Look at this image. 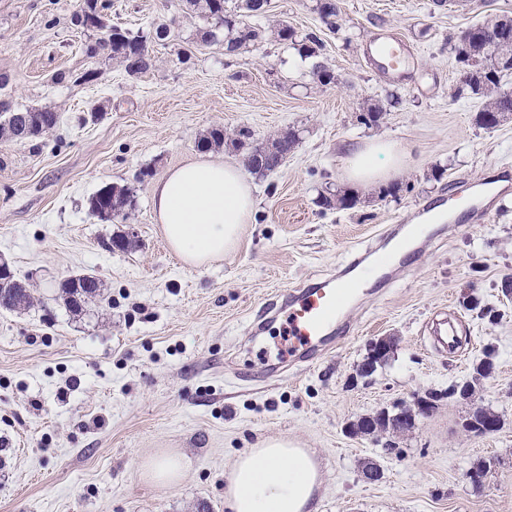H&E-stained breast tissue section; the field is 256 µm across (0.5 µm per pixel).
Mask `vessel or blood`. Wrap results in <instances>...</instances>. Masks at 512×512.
I'll return each instance as SVG.
<instances>
[{
  "mask_svg": "<svg viewBox=\"0 0 512 512\" xmlns=\"http://www.w3.org/2000/svg\"><path fill=\"white\" fill-rule=\"evenodd\" d=\"M366 62L381 77L403 81L418 61L417 52L394 34L383 32L365 50ZM359 277L336 275L313 288L300 287L289 292L287 301L276 306V315L285 317V332L294 340L292 353L308 359L336 329V321L354 290Z\"/></svg>",
  "mask_w": 512,
  "mask_h": 512,
  "instance_id": "vessel-or-blood-1",
  "label": "vessel or blood"
}]
</instances>
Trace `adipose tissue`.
I'll list each match as a JSON object with an SVG mask.
<instances>
[{"instance_id": "adipose-tissue-1", "label": "adipose tissue", "mask_w": 512, "mask_h": 512, "mask_svg": "<svg viewBox=\"0 0 512 512\" xmlns=\"http://www.w3.org/2000/svg\"><path fill=\"white\" fill-rule=\"evenodd\" d=\"M406 150L373 139L350 148L344 178L356 187L378 186L397 175ZM153 213L172 250L202 267L223 258L250 223L256 199L243 169L206 157L170 171L153 190ZM322 484L310 451L270 436L243 451L224 474L226 512H314Z\"/></svg>"}]
</instances>
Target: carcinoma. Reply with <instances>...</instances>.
Segmentation results:
<instances>
[{
  "instance_id": "carcinoma-1",
  "label": "carcinoma",
  "mask_w": 512,
  "mask_h": 512,
  "mask_svg": "<svg viewBox=\"0 0 512 512\" xmlns=\"http://www.w3.org/2000/svg\"><path fill=\"white\" fill-rule=\"evenodd\" d=\"M186 9L191 10L210 25L203 33L204 41H215L216 31H224V54L232 56L251 43L261 39V30L249 23V19L262 15L252 7L253 0H238L232 11L224 7V0H184ZM316 9L322 23L330 29L340 28L338 6L317 0ZM277 39L297 50L306 58L317 57L323 47L320 35L315 31L300 34L294 28L280 23L275 28ZM99 45L124 65L131 75L142 74L152 67L146 39L133 36L120 29H114L112 38L99 42ZM453 51L462 67L485 71V78L493 87L506 83L512 76V40L492 34L482 23L467 29L464 37L457 38ZM486 101L478 114L479 123L486 128L497 126L500 118L512 112V99L498 98L494 93L485 95ZM59 123V115L49 107L31 108L23 111H5L4 121L0 122V136L11 141H29L52 130ZM252 133L247 128L239 129L229 142L245 156L247 169L253 174L265 175L281 164L282 158L299 143V135L294 130L284 131L266 141L261 148L251 141ZM224 129H211L200 141V147L219 148L224 145ZM130 203L128 189L109 185L100 188L87 200L89 212L103 222L118 218L128 219L125 208ZM356 204L355 196L344 193L334 197H323V205L329 209H349ZM133 246V240L125 234H114L104 247L109 251L126 252ZM61 298L72 312H79L83 306L101 295V283L92 274L70 276L60 284ZM33 303L30 291L21 283L11 280V288L0 293V308L5 310L26 309Z\"/></svg>"
}]
</instances>
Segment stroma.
Here are the masks:
<instances>
[{
    "label": "stroma",
    "instance_id": "1",
    "mask_svg": "<svg viewBox=\"0 0 512 512\" xmlns=\"http://www.w3.org/2000/svg\"><path fill=\"white\" fill-rule=\"evenodd\" d=\"M88 2L0 0V109L60 115L35 140L0 138V258L34 297L26 310L0 309V512H225V472L269 436L315 452L318 512H512V297L501 288L512 280V187L483 219L424 225L421 249L394 251L420 209L456 206L471 184L512 170V117L477 124L483 101L455 96L448 45L512 15V0H336L335 31L317 0H269L254 20L262 41L231 57L203 41L204 21L180 0H108L107 27L147 38L153 65L137 76L108 52L90 54L106 33L76 23ZM283 21L319 33L317 60L279 43ZM162 25L171 33L160 39ZM381 28L417 49L413 82L384 80L365 61ZM316 61L334 84L313 81ZM371 105L385 109L376 126L359 121ZM217 126L249 128L259 142L293 129L299 145L276 171L251 175L258 205L237 247L192 268L155 223L152 191L203 156L242 164L232 147L198 149ZM370 138L407 148V166L358 193L354 208H324L322 196L347 189V147ZM112 184L129 189L131 207L110 223L87 200ZM122 231L135 248L106 251ZM359 256L372 274L322 353L284 362L282 335L252 334L270 301ZM83 272L100 279L101 296L75 314L57 284ZM441 317L463 338L451 353L428 333ZM389 335L396 350L360 377L371 339ZM486 356L496 370L477 377ZM465 381L500 415L496 434L463 429L468 405L446 393ZM428 392L440 396L436 409L409 430L345 432ZM162 449L192 461L177 484L141 476V462ZM487 459L483 485L473 486L468 471ZM368 461L379 464L378 481L363 478Z\"/></svg>",
    "mask_w": 512,
    "mask_h": 512
}]
</instances>
